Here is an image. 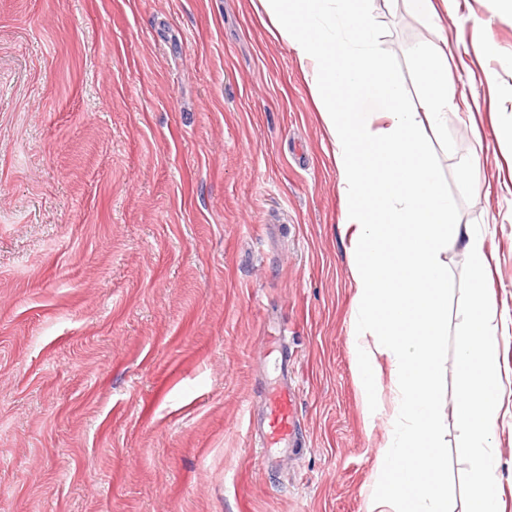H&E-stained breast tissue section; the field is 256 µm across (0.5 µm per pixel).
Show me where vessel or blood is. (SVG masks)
I'll return each instance as SVG.
<instances>
[{"label":"vessel or blood","mask_w":512,"mask_h":512,"mask_svg":"<svg viewBox=\"0 0 512 512\" xmlns=\"http://www.w3.org/2000/svg\"><path fill=\"white\" fill-rule=\"evenodd\" d=\"M296 404L297 392L289 385H280L266 393L264 409L257 422L262 454L287 447L296 435L300 427Z\"/></svg>","instance_id":"1"}]
</instances>
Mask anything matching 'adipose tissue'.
I'll return each instance as SVG.
<instances>
[{
    "mask_svg": "<svg viewBox=\"0 0 512 512\" xmlns=\"http://www.w3.org/2000/svg\"><path fill=\"white\" fill-rule=\"evenodd\" d=\"M274 33L307 69L332 146L342 201L339 225L349 241L355 297L349 340L368 412L382 390L391 411L375 490L366 512H448L447 454L437 411L439 341L448 309L449 246L462 251L470 298L457 349L459 396L452 413L470 463L472 512H501L495 429L501 409L497 305L487 282L491 255L483 235L450 218L452 202L428 160L424 131L441 133L455 105L448 98V50L414 54L428 90L408 108L387 79L369 0H259ZM377 101L378 112L367 111ZM389 366L381 380L379 359Z\"/></svg>",
    "mask_w": 512,
    "mask_h": 512,
    "instance_id": "1",
    "label": "adipose tissue"
}]
</instances>
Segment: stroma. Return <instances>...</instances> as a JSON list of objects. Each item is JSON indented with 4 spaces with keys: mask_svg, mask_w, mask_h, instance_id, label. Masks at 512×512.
<instances>
[{
    "mask_svg": "<svg viewBox=\"0 0 512 512\" xmlns=\"http://www.w3.org/2000/svg\"><path fill=\"white\" fill-rule=\"evenodd\" d=\"M257 7L0 0V512H364L385 417L354 381L338 174ZM370 8L409 107L412 50L441 41L471 106L426 140L493 255L512 512V145L493 136L512 123V10L461 0L432 25L404 0ZM445 259L437 401L448 512H470L451 413L469 284L462 252ZM286 378L301 434L268 462L249 422Z\"/></svg>",
    "mask_w": 512,
    "mask_h": 512,
    "instance_id": "obj_1",
    "label": "stroma"
}]
</instances>
